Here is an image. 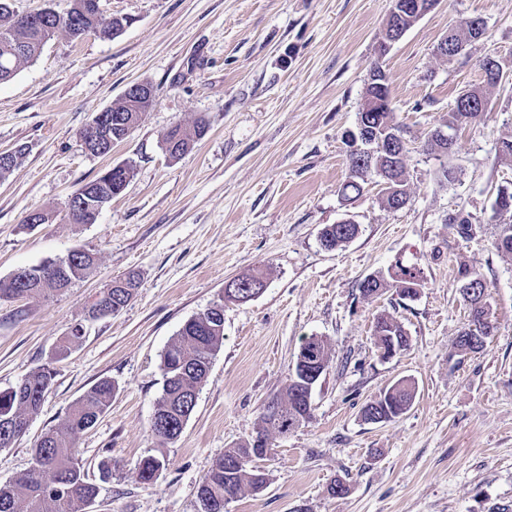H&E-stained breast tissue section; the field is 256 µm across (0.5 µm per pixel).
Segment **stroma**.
Segmentation results:
<instances>
[{
    "mask_svg": "<svg viewBox=\"0 0 512 512\" xmlns=\"http://www.w3.org/2000/svg\"><path fill=\"white\" fill-rule=\"evenodd\" d=\"M127 19L112 39L58 34L37 59L0 85V149L28 150L0 182V279L66 255L95 256L85 279L63 293L0 299V391L47 365L52 385L27 432L0 450V484L32 466L34 444L100 379L116 393L74 448L99 487L86 512H201L198 488L226 449L255 437L265 403L281 392L303 338L328 345L312 391L313 415L271 439L248 462L261 491L224 499V512H512V256L495 240L512 212L494 207L512 189V76L486 93L476 122L451 130V154L424 151L447 126L457 95L482 86L480 62L512 65V0H441L386 56L393 116L409 152V203L387 209L369 179L350 205L343 135L355 127L390 0H101ZM475 16L483 39L453 61L436 47ZM156 103L106 155L87 153L80 131L137 82ZM205 116L209 129L180 160L162 148L168 129ZM128 164V188L92 224H74L68 201L107 169ZM459 178L446 183L445 168ZM47 221L27 228L29 212ZM468 215L471 236L448 219ZM353 220L357 236L328 250L330 224ZM487 284L494 332L482 350L455 346L468 322L460 263ZM421 272L416 299L363 296L359 285L398 266ZM262 270L257 297L224 305V344L181 435L151 432L162 394V355L182 325ZM137 272L140 286L118 314L86 319L107 284ZM395 317L409 346L384 359L373 335ZM79 343L54 349L74 325ZM417 396L399 418L362 409L396 381ZM164 461L155 481L135 477L141 457ZM112 463L101 481L98 464ZM347 491L335 496L334 482Z\"/></svg>",
    "mask_w": 512,
    "mask_h": 512,
    "instance_id": "35a3bbf8",
    "label": "stroma"
}]
</instances>
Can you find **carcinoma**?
<instances>
[{"mask_svg":"<svg viewBox=\"0 0 512 512\" xmlns=\"http://www.w3.org/2000/svg\"><path fill=\"white\" fill-rule=\"evenodd\" d=\"M77 7H72L65 16L46 14L23 23L17 20L16 12L10 10L6 0H0V84L10 81L21 66L38 57L43 46L58 32H69L78 20ZM153 105L150 99L135 100L121 98L109 107L116 114H134L142 121ZM208 121L200 116L193 124L177 123L166 133L163 142L174 141L176 149L168 152L173 160L180 159L189 152L196 141L206 132ZM384 173L391 182L393 194H399L410 200V186L405 175V167L393 168L386 153L376 151L373 155L371 174ZM131 179V168L117 165L87 182L76 191L81 197L106 193L109 197L125 191ZM366 179L349 176L340 185L338 193L350 202L358 197ZM358 232L357 225L331 224L321 232V241L325 248L334 249L349 242ZM95 264L92 256L73 254L64 262V268L57 276L46 283L27 281L19 283L13 276L0 280V299L25 298L36 295L49 296L69 288L75 281L83 278ZM420 281L419 272L401 266L396 275L386 279L382 276L373 281L371 287L380 294L393 288L400 298H407L406 292L411 285ZM138 288L135 276L112 281V287L102 291V297L114 305L125 307ZM245 289L226 288L223 295L203 312L188 319L180 328L177 336L169 344L162 357L165 375L163 391L157 400L152 417L151 428L154 435L162 440L176 439L193 412L196 403L194 397L206 381L213 359L224 342V301H237ZM487 288L467 299L470 307L468 334L478 337V343L470 345L458 336L457 346L464 352H476L483 348L490 335L492 325L489 321ZM383 345H388L390 337L401 336L404 344H409L402 325L388 315H381L374 325ZM54 373L48 366L40 367L21 382L0 392V442L10 435L19 438L17 425L30 423L42 406ZM301 377H290L280 395L271 399L279 402L274 415L262 414V429L257 435L270 436L272 433L286 435L300 425L303 415L295 389L300 387ZM407 388L396 392L397 405L392 411L393 418L406 412L416 397L415 383L404 380ZM115 395V386L109 379H101L75 404L72 410L49 429L32 448V455L40 461V467L32 468L13 481L0 485V512H85L86 505L97 496V486L86 479L83 465L76 457L73 441L77 434L92 427L100 415L105 413ZM252 441L228 448L219 458L209 474L199 486L198 498L202 512H224V496L234 494L244 487L258 492L266 484L265 475L257 470L247 471L234 461L250 454ZM163 467V461L153 455L140 460L136 469V478L142 483H151Z\"/></svg>","mask_w":512,"mask_h":512,"instance_id":"obj_1","label":"carcinoma"}]
</instances>
